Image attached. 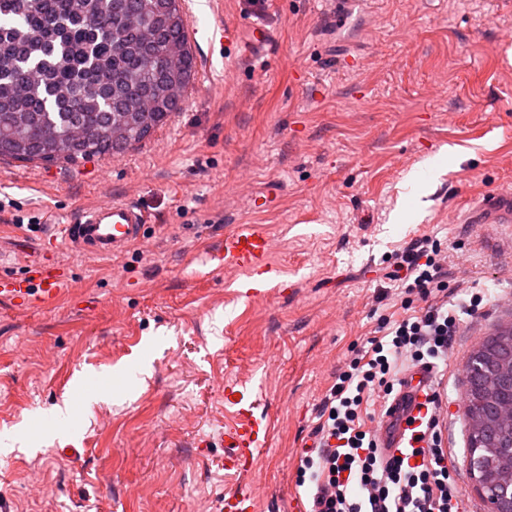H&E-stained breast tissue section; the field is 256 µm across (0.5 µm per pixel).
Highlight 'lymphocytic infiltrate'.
Wrapping results in <instances>:
<instances>
[{
  "instance_id": "f902f5d3",
  "label": "lymphocytic infiltrate",
  "mask_w": 512,
  "mask_h": 512,
  "mask_svg": "<svg viewBox=\"0 0 512 512\" xmlns=\"http://www.w3.org/2000/svg\"><path fill=\"white\" fill-rule=\"evenodd\" d=\"M386 277L402 312L379 315L374 336L345 360L321 400L313 443L297 468L307 512H465L439 395L427 398L420 445L407 457L384 456L364 414L374 403L388 409L406 362L447 361L462 318L479 313L484 291L474 286L466 299L449 300L441 245L429 235L412 239Z\"/></svg>"
}]
</instances>
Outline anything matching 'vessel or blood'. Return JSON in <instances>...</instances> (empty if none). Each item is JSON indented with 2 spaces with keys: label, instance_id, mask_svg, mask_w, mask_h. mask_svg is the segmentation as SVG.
<instances>
[{
  "label": "vessel or blood",
  "instance_id": "1",
  "mask_svg": "<svg viewBox=\"0 0 512 512\" xmlns=\"http://www.w3.org/2000/svg\"><path fill=\"white\" fill-rule=\"evenodd\" d=\"M468 224H508L512 222V190L486 197L482 204L464 217ZM148 216L139 206L126 201H112L81 211L63 227L71 245L80 253L104 257L126 252L144 236ZM273 249L266 235L245 228L226 234L224 242L211 250L208 262L215 268L235 267L250 274L268 272V256ZM64 272L50 262L30 268L25 276H0V300L19 310L54 306L63 292ZM402 396L395 402L394 415L385 417L380 427L382 446L388 454L408 451L409 423L424 412L423 405L432 380L431 372L420 367L409 370ZM226 398L235 406V418L224 427L225 471L241 477L256 472L260 449L270 436V425L256 412L257 405L245 391L229 384ZM224 512H255L251 492L236 490L224 496Z\"/></svg>",
  "mask_w": 512,
  "mask_h": 512
}]
</instances>
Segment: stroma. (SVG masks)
I'll return each mask as SVG.
<instances>
[{
	"label": "stroma",
	"instance_id": "1",
	"mask_svg": "<svg viewBox=\"0 0 512 512\" xmlns=\"http://www.w3.org/2000/svg\"><path fill=\"white\" fill-rule=\"evenodd\" d=\"M194 76L141 143L75 163L0 160V273L54 258L57 307L0 302V455L8 512H220L247 487L256 512H294L298 454L331 374L371 336L376 264L411 239L448 249V287L476 279L488 313L448 355V444L464 462L465 363L512 324V223L461 213L512 187V0H182ZM273 34L250 48L252 24ZM271 197L269 209L248 198ZM130 201L145 239L76 253L60 226ZM270 237L285 285L246 300L243 272L206 276L239 226ZM245 382L272 423L254 477L224 469V385Z\"/></svg>",
	"mask_w": 512,
	"mask_h": 512
}]
</instances>
